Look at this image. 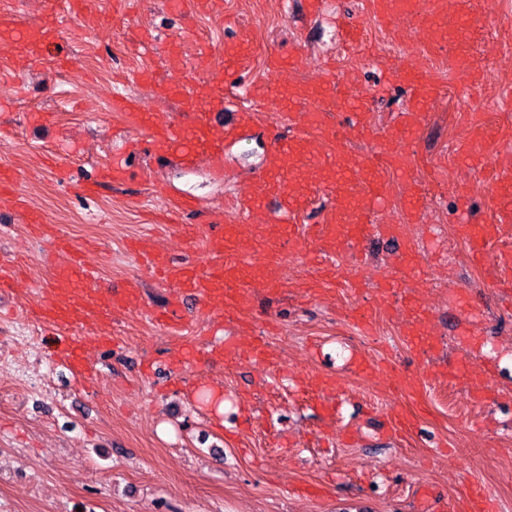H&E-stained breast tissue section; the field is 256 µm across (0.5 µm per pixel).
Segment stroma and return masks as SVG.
Returning <instances> with one entry per match:
<instances>
[{
	"label": "stroma",
	"instance_id": "35a3bbf8",
	"mask_svg": "<svg viewBox=\"0 0 512 512\" xmlns=\"http://www.w3.org/2000/svg\"><path fill=\"white\" fill-rule=\"evenodd\" d=\"M166 2L128 0L116 13L111 0H98L95 11L71 18L41 63L22 61L15 39L0 36V167L15 171L47 223L87 247L96 272L88 287L137 278L154 311L166 309L171 290L129 242L148 237L176 260L200 262L206 222L189 215L184 229L162 232L154 182L191 192L239 224L228 203L262 167L279 112L257 107L256 126L225 155L223 172L204 162L193 170L159 165L141 149L144 131H124L112 96L140 98L161 121L179 120L182 109L126 73L151 70L176 88L204 84L224 70L238 34L229 21L237 19L250 44L243 68L225 78L226 92L314 80L335 62L349 97L370 101L372 133L351 144L361 160L374 135L412 107L408 87L387 78L383 62L419 60L424 47L416 24L393 43L367 0H320L318 16L307 19L290 0H223L219 17L177 15ZM473 22L487 34L472 48L477 76L457 67L452 49L430 55L438 94L412 170L425 207L406 217L403 180L393 174L377 212L379 223L401 225L416 267L399 266L393 242H362L337 259L340 277L359 280L361 293H309L318 246L295 234L282 260L292 287L259 297L249 329L213 323L192 306L178 331L146 311L118 313L114 346L93 342L95 326L85 327L97 371L78 380L54 356L69 330L38 316L40 285L55 262L46 243L0 209V512H444L451 502L465 512L474 486L512 512V300L470 263L457 233L466 222H494L497 164L483 151H455L477 113L493 134L512 137V0H479ZM348 24L362 33L353 50L341 36ZM197 37L211 46L205 69L190 61L169 67L141 47L150 38L187 45ZM118 132L131 150L132 180L85 197L83 180L111 162ZM49 155L70 168V181L45 165ZM362 311L375 316L365 335L353 325ZM218 339L237 344V360L213 366L201 358ZM260 341L264 364L249 358ZM388 365L426 383L404 402L413 425L400 433L387 427L397 396ZM209 390L222 393L223 413L205 401Z\"/></svg>",
	"mask_w": 512,
	"mask_h": 512
}]
</instances>
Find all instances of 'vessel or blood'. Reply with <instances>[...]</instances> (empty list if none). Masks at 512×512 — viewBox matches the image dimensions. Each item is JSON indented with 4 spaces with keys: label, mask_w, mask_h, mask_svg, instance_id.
Listing matches in <instances>:
<instances>
[{
    "label": "vessel or blood",
    "mask_w": 512,
    "mask_h": 512,
    "mask_svg": "<svg viewBox=\"0 0 512 512\" xmlns=\"http://www.w3.org/2000/svg\"><path fill=\"white\" fill-rule=\"evenodd\" d=\"M39 3L63 25L72 14L88 6L87 0H39ZM369 4L379 26L395 40L400 37L401 26L411 24L416 17H424L428 47L454 44L461 68L474 69L470 52L473 37L458 36L457 31L462 23L471 20L476 0H369ZM218 5L219 0H172L170 7L177 14L208 15ZM394 73L410 88L413 107L397 115L382 142L358 167L350 158V146L354 130L361 125V116L356 113L348 123L336 124L335 114L345 102L338 81L304 83L277 93L256 85L246 87L247 98L260 99L282 109L281 125L269 133L264 166L253 189L239 193L232 200L233 208L244 222L264 204L275 203L274 221L256 225L254 232L266 263L261 266L254 261L236 228L213 219L204 232L208 255L205 265L146 252L148 264L173 288L166 314L168 326L180 327L182 305L186 302L196 306L211 304L240 313L252 309L256 293L285 292L286 284L278 279L275 267L286 249V226L314 192H326L332 200L323 222L309 225L307 233L320 244L324 282L333 280L336 256L363 238L365 224L385 197L389 174L407 176L408 158L404 149L415 144L419 127L426 119L427 103L435 93L432 79L419 64L398 59ZM177 96L184 109V119L169 125L151 124L148 114L126 96L114 98L112 107L123 112L128 129L146 131L144 152L157 163L174 160L182 167L192 168L205 157L214 168H221L225 147L252 129V113L240 107L230 108L220 79L204 88H182ZM476 147L495 157L499 182H512V144L493 135L478 118L473 120L460 151L467 155ZM130 174L127 154H115L110 166L97 169L92 185L85 187L84 192L92 194L94 186L102 183L124 184ZM15 183V174L0 169V196L11 194L13 215L31 226H45L44 216L32 207L28 198L15 193ZM155 192L166 201L171 212L188 216L205 209L199 199L172 192L165 185H156ZM510 226L511 199L502 203L498 223L463 225L472 260L484 261L490 244ZM57 249L66 258L58 263L54 275L41 288L44 305L40 317L45 322L58 328H76L90 320H108L119 310L142 308L139 280L110 284L100 293L85 290L84 283L91 270L82 255L63 240ZM82 346L81 337H73L60 357L61 363L78 378L89 377L95 371L94 365L84 361Z\"/></svg>",
    "instance_id": "b4317fda"
}]
</instances>
